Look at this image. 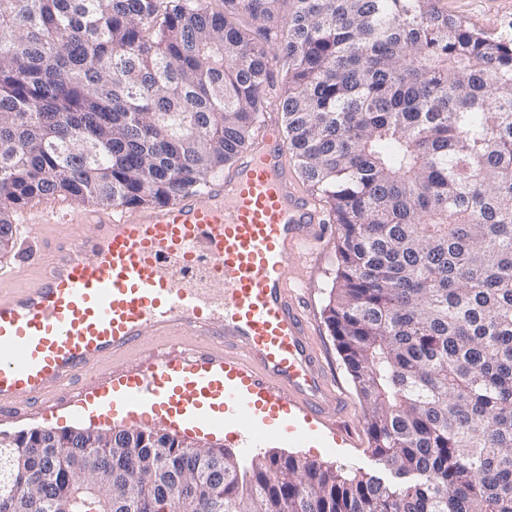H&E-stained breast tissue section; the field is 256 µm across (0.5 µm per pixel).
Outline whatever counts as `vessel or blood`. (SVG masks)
Wrapping results in <instances>:
<instances>
[{
    "mask_svg": "<svg viewBox=\"0 0 512 512\" xmlns=\"http://www.w3.org/2000/svg\"><path fill=\"white\" fill-rule=\"evenodd\" d=\"M236 167L163 206L75 209L36 200L14 233L43 238L69 224L18 284L0 268V412L97 396L193 410L196 428L259 419L253 438L341 437L344 397L325 374L297 290L321 242L325 212L293 178L276 124ZM88 224L92 237L79 234ZM220 281V298L208 296ZM157 337L153 362L91 384V362Z\"/></svg>",
    "mask_w": 512,
    "mask_h": 512,
    "instance_id": "vessel-or-blood-1",
    "label": "vessel or blood"
}]
</instances>
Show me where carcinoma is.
I'll return each mask as SVG.
<instances>
[{"label":"carcinoma","instance_id":"1","mask_svg":"<svg viewBox=\"0 0 512 512\" xmlns=\"http://www.w3.org/2000/svg\"><path fill=\"white\" fill-rule=\"evenodd\" d=\"M339 226L326 322L391 475L112 428L0 446V512H512V30L442 0H0V251L34 198L165 205L253 141Z\"/></svg>","mask_w":512,"mask_h":512}]
</instances>
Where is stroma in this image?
I'll return each instance as SVG.
<instances>
[{"instance_id": "35a3bbf8", "label": "stroma", "mask_w": 512, "mask_h": 512, "mask_svg": "<svg viewBox=\"0 0 512 512\" xmlns=\"http://www.w3.org/2000/svg\"><path fill=\"white\" fill-rule=\"evenodd\" d=\"M445 6L453 14L470 21L481 29L494 31L503 22H512V0H445ZM339 227L328 224L324 231L322 247L313 259V270L307 286L301 294V306L313 331V339L322 355L330 379L337 383L345 397L343 425L351 436L339 448H324L320 445H287L281 440L271 439L258 448L247 447L245 441L253 432L252 426L236 432L214 431L203 435V442L217 444L247 464L257 457L272 453L299 456L320 461L341 471L360 474L370 472L374 463L368 451V436L365 425V407L360 400L352 378L339 354L336 343L327 327L324 309L336 276V242ZM141 426L177 433L176 425L168 421L165 414L155 412L145 417L132 415L105 416L83 419L75 415L70 406L62 405L51 411H31L21 416L0 415V432L16 433L34 427L99 429L124 426Z\"/></svg>"}]
</instances>
